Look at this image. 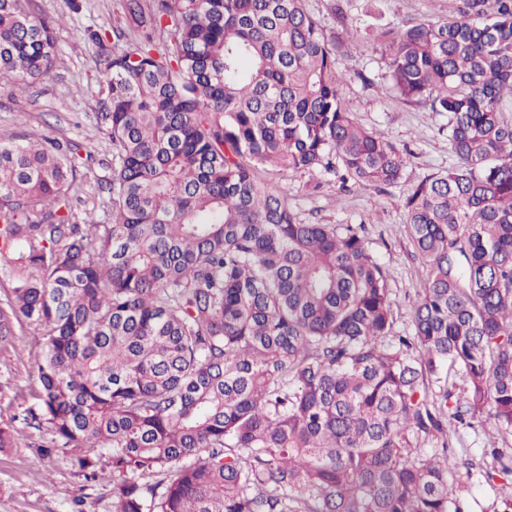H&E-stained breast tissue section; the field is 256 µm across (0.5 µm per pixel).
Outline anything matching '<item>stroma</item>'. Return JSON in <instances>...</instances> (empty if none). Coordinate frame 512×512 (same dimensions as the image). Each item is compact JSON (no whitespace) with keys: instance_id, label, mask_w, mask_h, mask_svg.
I'll use <instances>...</instances> for the list:
<instances>
[{"instance_id":"35a3bbf8","label":"stroma","mask_w":512,"mask_h":512,"mask_svg":"<svg viewBox=\"0 0 512 512\" xmlns=\"http://www.w3.org/2000/svg\"><path fill=\"white\" fill-rule=\"evenodd\" d=\"M122 0H80L72 11L68 0H32L35 15L62 18L58 28L57 59L49 78L17 87L14 77L0 76V139L76 144L86 158L71 192L76 219L93 214L102 224L112 221V199L107 183L112 173V143L100 130L97 115L104 109L101 86L106 66L89 30L111 32L125 25ZM319 17L327 36L357 31L359 49L345 60L344 87L349 112L365 128L411 151L401 182L377 191L342 189L338 178L321 170L259 172L273 179L288 196V203L304 220L321 224L361 226L365 245L385 267L394 302V332L413 329V310L425 271L415 255L406 226L404 201L425 177L452 167L448 146V117L406 102L390 92L381 48L368 32L371 22L396 25L409 18L438 20L448 16L450 0H305ZM44 341L27 321L15 323L12 336L0 339V426L22 427V417L38 403L34 354ZM26 430V445L0 452V512H112L111 468L99 470L96 481H85L61 452L38 461L32 447L51 440L49 427ZM483 430L463 429L453 438L448 453L453 471L450 487L465 502L468 512H494L500 498L501 478L486 481L497 463L486 455Z\"/></svg>"}]
</instances>
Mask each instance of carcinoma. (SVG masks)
Wrapping results in <instances>:
<instances>
[{"label":"carcinoma","instance_id":"cac0c4a2","mask_svg":"<svg viewBox=\"0 0 512 512\" xmlns=\"http://www.w3.org/2000/svg\"><path fill=\"white\" fill-rule=\"evenodd\" d=\"M451 2L373 28L456 157L405 199L427 276L396 336L357 229L257 178L403 179L407 153L345 108L353 30L328 37L304 0H123L98 113L112 223L74 220L79 146L0 140V338L21 319L45 336L38 458L76 449L94 479L106 451L112 512H465L448 439L485 416L512 433V0ZM62 21L0 0V73L49 77ZM452 370L462 394L432 393ZM22 441L0 428V451Z\"/></svg>","mask_w":512,"mask_h":512}]
</instances>
